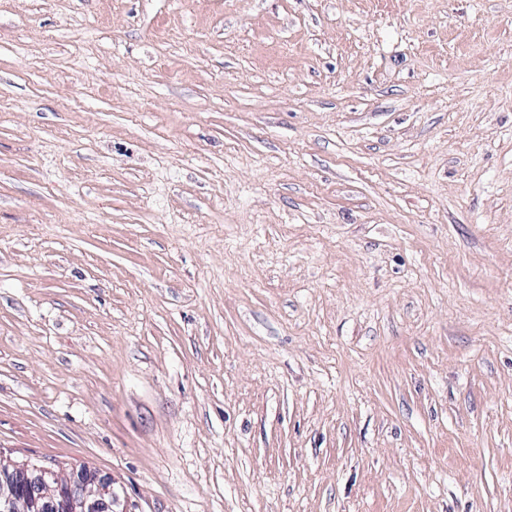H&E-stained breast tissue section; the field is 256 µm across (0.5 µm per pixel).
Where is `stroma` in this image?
<instances>
[{"mask_svg": "<svg viewBox=\"0 0 512 512\" xmlns=\"http://www.w3.org/2000/svg\"><path fill=\"white\" fill-rule=\"evenodd\" d=\"M0 454L512 512V0H0Z\"/></svg>", "mask_w": 512, "mask_h": 512, "instance_id": "1", "label": "stroma"}]
</instances>
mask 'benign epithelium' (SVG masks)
Returning a JSON list of instances; mask_svg holds the SVG:
<instances>
[{"instance_id": "1", "label": "benign epithelium", "mask_w": 512, "mask_h": 512, "mask_svg": "<svg viewBox=\"0 0 512 512\" xmlns=\"http://www.w3.org/2000/svg\"><path fill=\"white\" fill-rule=\"evenodd\" d=\"M112 480L87 470L0 463V512H112Z\"/></svg>"}]
</instances>
